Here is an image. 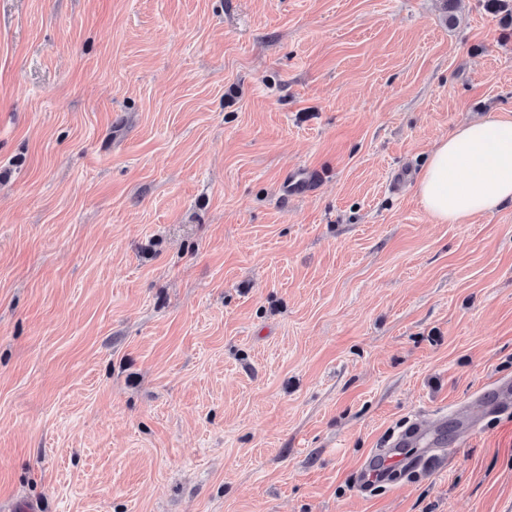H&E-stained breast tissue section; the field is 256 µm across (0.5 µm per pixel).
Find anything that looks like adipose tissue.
<instances>
[{
	"instance_id": "obj_1",
	"label": "adipose tissue",
	"mask_w": 512,
	"mask_h": 512,
	"mask_svg": "<svg viewBox=\"0 0 512 512\" xmlns=\"http://www.w3.org/2000/svg\"><path fill=\"white\" fill-rule=\"evenodd\" d=\"M417 192L440 224L512 205V118L494 113L457 126L431 151Z\"/></svg>"
}]
</instances>
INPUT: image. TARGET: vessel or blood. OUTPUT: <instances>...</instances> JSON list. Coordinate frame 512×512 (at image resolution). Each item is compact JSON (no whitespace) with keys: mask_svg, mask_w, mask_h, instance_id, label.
<instances>
[{"mask_svg":"<svg viewBox=\"0 0 512 512\" xmlns=\"http://www.w3.org/2000/svg\"><path fill=\"white\" fill-rule=\"evenodd\" d=\"M320 182L318 174L300 168L287 174L282 190L292 196L308 194ZM483 399L485 413L511 410L512 386L496 384L484 392ZM447 423V416L440 415L428 423L410 422L399 433L391 434L383 447L375 449L373 456L363 463L358 475L360 487L371 489L394 474L430 473L438 469L442 459L452 451L450 442L444 436Z\"/></svg>","mask_w":512,"mask_h":512,"instance_id":"b4317fda","label":"vessel or blood"}]
</instances>
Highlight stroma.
I'll use <instances>...</instances> for the list:
<instances>
[{"instance_id":"stroma-1","label":"stroma","mask_w":512,"mask_h":512,"mask_svg":"<svg viewBox=\"0 0 512 512\" xmlns=\"http://www.w3.org/2000/svg\"><path fill=\"white\" fill-rule=\"evenodd\" d=\"M492 112L486 0H0V499L512 512V413L353 485L512 381V205L439 224L417 195ZM301 167L324 181L284 197ZM447 423V415H440L428 423L410 422L399 433H392L384 448H374L373 456L363 463L359 486L369 490L392 474L430 473L438 469L441 460L456 449L451 448L452 443L443 434Z\"/></svg>"}]
</instances>
